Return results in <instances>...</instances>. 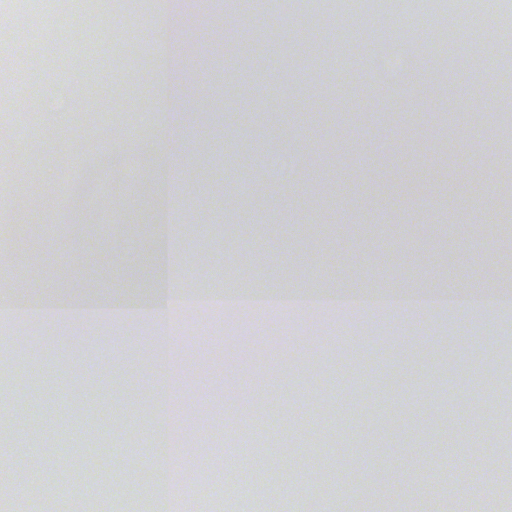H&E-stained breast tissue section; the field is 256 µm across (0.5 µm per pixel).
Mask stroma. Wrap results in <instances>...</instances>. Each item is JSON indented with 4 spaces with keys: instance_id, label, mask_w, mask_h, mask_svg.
I'll use <instances>...</instances> for the list:
<instances>
[{
    "instance_id": "obj_1",
    "label": "stroma",
    "mask_w": 512,
    "mask_h": 512,
    "mask_svg": "<svg viewBox=\"0 0 512 512\" xmlns=\"http://www.w3.org/2000/svg\"><path fill=\"white\" fill-rule=\"evenodd\" d=\"M492 5L512 22V0H401L394 33L366 60L358 23L369 0H305L299 23L268 0H178L189 24L183 81L190 97L181 142L163 150L176 285L234 289L512 287V111L478 98L468 76L398 104L410 65V20ZM154 0H86L72 24L33 38L0 81V126L19 158L0 167V222L8 245L40 256L31 277L49 290L147 294L155 286L151 171L137 149L151 137L138 114L159 110L163 56L150 51ZM72 11V10H71ZM248 32V48L214 49L208 33ZM338 40L352 68L320 54ZM72 86L69 126H43L48 85ZM484 136L472 139L473 123ZM136 163L112 174L111 203L63 196L107 154ZM28 214H18L16 200ZM489 261L472 262L474 245ZM482 313L388 306L255 313L195 307L174 316L170 360L152 359L134 319L68 324L0 315V398L13 406L0 466L34 448L54 470L0 500L28 512H71L87 482V512H153L151 408L160 376L198 393L182 431L179 467L198 480L267 459L251 488L234 484L199 512H442L448 499L512 512V306L496 332H471ZM430 360L432 374L420 369ZM80 399L82 415L69 414ZM351 448L349 459L332 443ZM404 483L376 486L380 471Z\"/></svg>"
}]
</instances>
